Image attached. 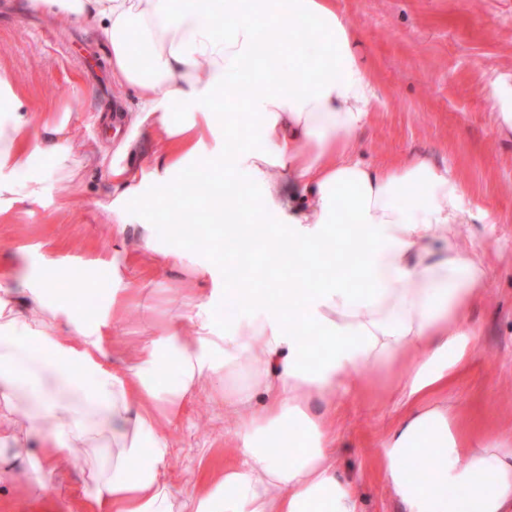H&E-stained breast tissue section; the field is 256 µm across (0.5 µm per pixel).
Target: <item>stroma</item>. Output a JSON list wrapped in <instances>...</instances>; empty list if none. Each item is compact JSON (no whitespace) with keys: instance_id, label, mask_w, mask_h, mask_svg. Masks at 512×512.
Instances as JSON below:
<instances>
[{"instance_id":"obj_1","label":"stroma","mask_w":512,"mask_h":512,"mask_svg":"<svg viewBox=\"0 0 512 512\" xmlns=\"http://www.w3.org/2000/svg\"><path fill=\"white\" fill-rule=\"evenodd\" d=\"M355 29L359 55L380 90V102L363 129L360 158L374 166L423 156L448 168L478 209L467 235L490 256L494 268L485 295L470 313L477 334L467 368L447 396L464 430L512 435V141L496 130L489 87L512 80V0H334ZM0 69L14 74L33 111L49 104L73 112L89 149L117 158L129 134L128 114L138 111L133 90L113 82L103 38L86 27L49 22L0 0ZM73 177L49 183L37 203L0 213V270L9 271L19 304L36 275L54 267L83 270L92 300L90 318L101 323V351L123 367L139 350L165 335L186 297L207 304L224 322V258L209 241L174 244L167 225L145 244L138 225L116 232L100 203L112 192L96 161L78 155ZM201 265L214 268L198 279ZM119 269L139 290L121 312L112 310ZM223 390L202 381L195 398L165 427L171 453L166 478L190 493L211 481L237 455L227 433L248 416L226 415ZM398 411L385 391L343 401L336 419L342 476L360 478L364 512H401L389 495L375 450L396 423ZM18 441L0 440V457L16 460L0 482V512H77L98 461L77 449L51 469L32 463L39 438L27 430V408L17 402L5 423Z\"/></svg>"}]
</instances>
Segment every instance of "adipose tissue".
<instances>
[{
	"instance_id": "ef3b65f1",
	"label": "adipose tissue",
	"mask_w": 512,
	"mask_h": 512,
	"mask_svg": "<svg viewBox=\"0 0 512 512\" xmlns=\"http://www.w3.org/2000/svg\"><path fill=\"white\" fill-rule=\"evenodd\" d=\"M32 4L50 20L101 33L113 79L139 98L122 151L139 153L147 130L153 162L109 163L116 192L101 206L106 223L141 225L151 241L156 224L145 211L159 198L165 217L185 211L174 176L200 159L224 176L207 206L223 211L225 232L279 212L283 223L263 227L244 250L277 256L306 282L260 288L225 264L235 318L218 329L205 305L188 304L181 316L195 335L161 337L123 371L100 357L97 328L72 299L85 284L77 269L36 279L31 315L0 282V405L24 399L30 429L46 428L44 465L79 445L113 451L112 474L96 477L86 512H363L355 482L339 475L336 415L340 398L370 391L369 367L401 412L376 453L405 512H512V438H464L440 396L466 365L467 312L489 282L483 248L460 242L476 214L448 171L422 159L374 167L358 157L379 95L333 0ZM140 54L145 66H133ZM237 101L250 123L231 140L218 105ZM82 148L71 110L32 112L15 76L0 69V211L40 201L48 180L69 177ZM39 156L52 161L41 175L31 171ZM346 217L359 236L343 227ZM328 245L347 257L344 275L323 272ZM297 313L319 346L302 341ZM67 324L82 343L64 338ZM170 364L178 380L166 392L159 379ZM215 375L225 412L251 411L232 437L239 462L180 497L162 478L170 443L159 423ZM424 450L434 462L429 480L415 468Z\"/></svg>"
}]
</instances>
